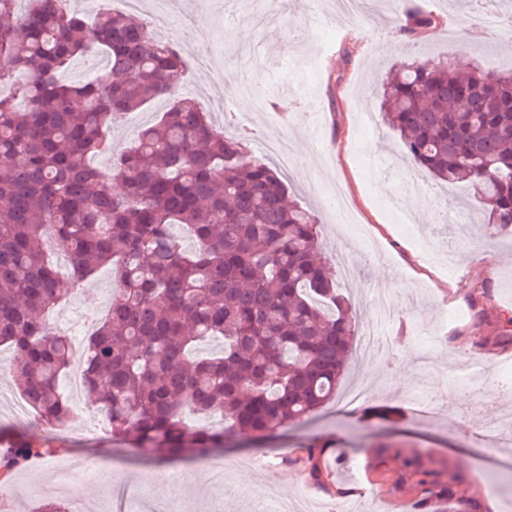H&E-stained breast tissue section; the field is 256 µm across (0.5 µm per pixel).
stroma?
I'll list each match as a JSON object with an SVG mask.
<instances>
[{
  "mask_svg": "<svg viewBox=\"0 0 512 512\" xmlns=\"http://www.w3.org/2000/svg\"><path fill=\"white\" fill-rule=\"evenodd\" d=\"M414 6L433 14L436 27L395 40ZM312 9L330 27L327 38L301 34ZM239 12L240 0H169L162 18L146 9L140 16L156 37L179 43L190 64L181 91L198 100L216 128L240 130L222 100L245 86L259 107L248 125L251 155L264 157L265 140L290 141L296 163L283 181L315 210L327 269L349 298L358 331L377 316L373 289L386 288L395 299L403 320L391 329V353L351 359L338 386L343 393L363 379L371 396L350 417L317 412L305 426L239 439L219 455L220 487L208 461L159 462L113 443L101 412L83 405L74 426L49 437L64 456L82 458L85 471L61 487L56 457L46 458L1 484L0 501L10 512H35L46 499L107 512L102 474L134 487L163 471L169 481L149 485L142 512H263L266 497L297 495L324 512H420L404 467L405 457L417 454L456 479L469 512H503L512 480L493 476L503 455L488 453L483 442L485 409L512 414V393L493 390L468 401L457 376L473 357L488 379L512 364V337L501 334L504 315H512V238L490 234L469 205V188L439 184L404 162L383 122L378 88L401 62L511 72L512 42L484 28L481 9L459 8L455 0H400L395 9L370 0L365 12L349 16L337 14L335 0H275L260 25ZM111 290L112 275L101 270L51 318L69 333L109 301ZM456 306L472 308L473 316L446 322ZM314 438L325 446L319 482L302 450ZM282 455L287 470L270 468Z\"/></svg>",
  "mask_w": 512,
  "mask_h": 512,
  "instance_id": "1",
  "label": "stroma"
}]
</instances>
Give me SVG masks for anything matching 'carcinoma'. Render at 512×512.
<instances>
[{"mask_svg":"<svg viewBox=\"0 0 512 512\" xmlns=\"http://www.w3.org/2000/svg\"><path fill=\"white\" fill-rule=\"evenodd\" d=\"M26 2L21 13L0 0V347L14 353L20 395L39 423L73 424L60 380L74 349L49 317L107 267L109 311L81 369L114 439L164 461L207 459L240 435L306 422L335 398L356 336L326 277L315 214L248 157L244 137L217 132L179 95L188 63L143 19L104 9L88 23L69 0ZM407 22L414 33L436 24L421 9ZM78 56L106 67L81 85L62 82ZM159 99L167 110L112 153V126ZM380 108L406 160L440 183L467 184L490 231L512 235V74L402 63L382 83ZM102 155L108 179L92 164ZM53 241L69 266L50 258ZM218 339L220 351L197 353ZM214 415L223 427L199 424ZM321 448L305 445L318 482ZM5 450V482L57 453L29 434ZM405 468L422 503L456 500L454 479L416 456Z\"/></svg>","mask_w":512,"mask_h":512,"instance_id":"1","label":"carcinoma"}]
</instances>
